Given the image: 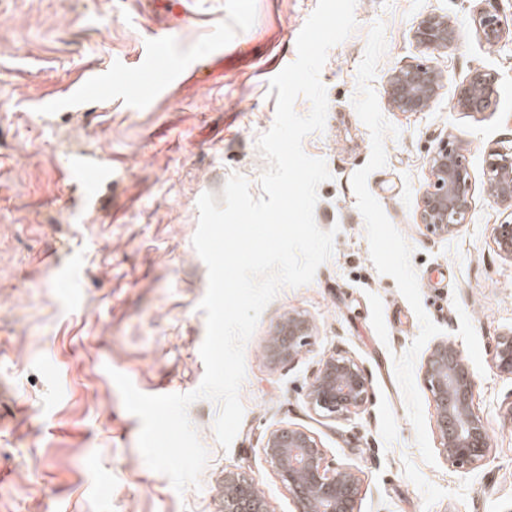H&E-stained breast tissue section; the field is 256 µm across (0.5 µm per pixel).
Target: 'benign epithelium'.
<instances>
[{
  "label": "benign epithelium",
  "instance_id": "obj_1",
  "mask_svg": "<svg viewBox=\"0 0 512 512\" xmlns=\"http://www.w3.org/2000/svg\"><path fill=\"white\" fill-rule=\"evenodd\" d=\"M483 41L495 46L505 31L497 15L488 11L474 19ZM415 42L431 52H445L456 41V25L447 16L431 13L413 32ZM444 75L428 63L391 71L384 90L388 105L399 112H422L438 95ZM496 83L495 75L475 73L462 85L456 107L469 112L486 110ZM487 200L512 209V145L489 153L484 171ZM472 209L470 173L461 151L446 141L439 143L428 161V179L417 207V221L436 237H447L468 223ZM497 251L512 260V220L492 231ZM311 321L294 312L288 326L264 342L266 357L277 364L293 360L309 342ZM494 365L500 375L512 378V332L498 337ZM436 408L439 451L448 465L468 469L490 452L488 424L473 410L474 373L463 352L449 340L436 342L420 364ZM369 394V380L358 362L343 354L326 357L306 392L315 414L325 419L356 412ZM263 451L296 499L297 512H358L360 469L355 464L330 467L324 450L307 430L285 426L268 435ZM224 512H270L256 485L238 473H224Z\"/></svg>",
  "mask_w": 512,
  "mask_h": 512
}]
</instances>
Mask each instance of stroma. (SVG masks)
<instances>
[{
    "label": "stroma",
    "instance_id": "1",
    "mask_svg": "<svg viewBox=\"0 0 512 512\" xmlns=\"http://www.w3.org/2000/svg\"><path fill=\"white\" fill-rule=\"evenodd\" d=\"M317 0H194L192 18L171 0H0V512H215L227 472L252 478L272 512L293 497L263 453L270 431L310 430L330 466L357 464L361 512H512V378L493 365L498 336L512 330V260L491 231L512 212L489 203L491 149L512 142V0H356L355 31L321 70L328 111L304 152L331 174L314 217L335 230L333 256L313 281L282 288L245 345L244 407L230 447L217 440L218 404L188 416L208 452L199 483L176 492L138 449L140 420L109 375L146 394H185L204 376L205 263L193 247L197 201L221 195L231 175L253 196L269 162L259 137L274 124L270 81L297 58L296 40ZM497 13L496 46L473 19ZM457 27L447 52L427 55L412 33L428 13ZM220 26L224 39L212 41ZM179 29L173 61L196 79L158 89L141 63L156 32ZM444 83L425 111L402 113L383 92L387 73L422 61ZM91 65L125 79L85 102L51 108ZM478 70L497 77L491 106L462 112L460 84ZM463 147L472 177L468 224L435 237L416 221L428 159L441 141ZM111 164L112 187L79 208L65 162ZM79 259L75 298L41 258ZM313 325L290 362L262 353L282 315ZM450 339L474 371L473 408L493 447L474 468L440 455L436 409L420 364ZM353 357L370 381L359 411L318 417L305 393L321 361Z\"/></svg>",
    "mask_w": 512,
    "mask_h": 512
}]
</instances>
